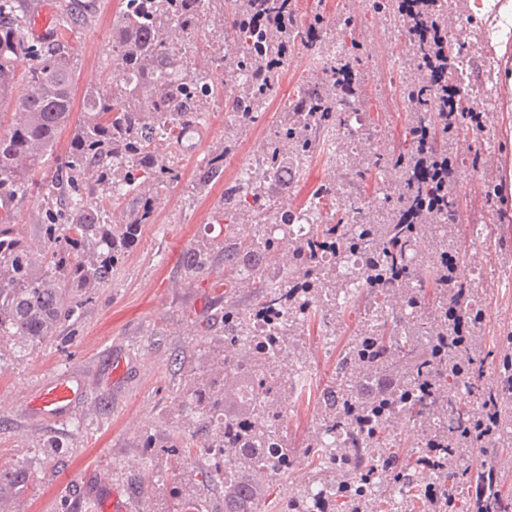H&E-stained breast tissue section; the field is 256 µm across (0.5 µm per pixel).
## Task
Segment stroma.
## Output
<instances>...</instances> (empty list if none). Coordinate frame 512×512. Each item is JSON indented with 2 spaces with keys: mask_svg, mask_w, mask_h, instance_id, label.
I'll use <instances>...</instances> for the list:
<instances>
[{
  "mask_svg": "<svg viewBox=\"0 0 512 512\" xmlns=\"http://www.w3.org/2000/svg\"><path fill=\"white\" fill-rule=\"evenodd\" d=\"M65 5L78 21L67 33L77 62V93L108 87L116 73L110 53L112 16L120 0H51ZM393 75L380 70L364 82V109L370 127L400 142L407 115L387 108L385 95ZM210 116L201 130L188 132L169 148L182 179L156 201L155 221L137 232L124 271L99 288L93 302L46 344L25 357L0 356V469H21L23 489L11 499L14 512H81L82 501L106 491L121 494L127 512H182L185 504L202 503L218 512L224 492L205 478L210 462L199 450L150 448L147 438L185 428L180 396L191 373H207L213 353L224 340V254L213 256V272L188 283L183 250L192 241L217 236L215 217L223 185L209 194L193 189L196 163L224 144V102L209 103ZM491 133L484 167L458 168L451 175L461 198V225L488 222L491 212L471 181L495 182L498 207L512 209L506 190L512 183V93L496 94L489 107ZM499 243L479 259L488 275L500 281L486 290L484 333L487 349L512 332L499 320L512 312V224L497 227ZM342 334L322 346L320 326L311 323L299 344L310 366L306 391L296 407L284 412L280 427L294 441L315 423V402L330 376L348 336L360 324V312L347 310ZM127 355L124 374L114 375L112 355ZM54 374L76 377L82 394L72 415L49 423L33 416L27 403L33 391Z\"/></svg>",
  "mask_w": 512,
  "mask_h": 512,
  "instance_id": "stroma-1",
  "label": "stroma"
}]
</instances>
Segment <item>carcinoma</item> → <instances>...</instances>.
Returning <instances> with one entry per match:
<instances>
[{"label": "carcinoma", "mask_w": 512, "mask_h": 512, "mask_svg": "<svg viewBox=\"0 0 512 512\" xmlns=\"http://www.w3.org/2000/svg\"><path fill=\"white\" fill-rule=\"evenodd\" d=\"M213 0H122L112 21V67L116 78L106 89L90 88L78 119L73 57L64 50L68 24L40 45L29 37L30 14L15 13L12 0H0V98L12 94L16 62L35 63L16 102L12 123L0 131V196L22 198L31 176L56 156L54 176L44 185L47 206L35 241L16 224H0V350L26 351L45 342L92 301L91 289L119 277L138 228L154 223L158 191L176 184L181 173L163 149L179 143L189 119L205 122L208 99L235 86L237 73L250 84L224 107L240 109L238 122L224 128V146L207 153L196 166L195 188L202 194L224 178L226 158L267 111L280 92L288 55L311 53L336 32L343 55L329 72L314 74L298 88L288 111L280 113L264 142L271 168L278 172L310 161L321 134L347 124V107L361 104L363 63L374 40L356 39L354 15L307 14L300 0H224L222 30L227 54L215 56L188 37L211 23ZM379 0L376 13L398 21L404 38L398 68L399 91L409 104V122L401 145L390 141L372 154L355 158L352 180L372 174L381 180L382 200L373 219L356 223L363 199L339 196L336 179L323 180L308 201L314 234L295 241L267 240L260 225L278 221L277 206L294 185L271 176L264 192L240 193L224 184L221 200L224 242H192L184 270L192 282L210 273L211 252L224 249V287L257 289L256 301L240 306L224 299V346L214 372L193 378L183 392L185 412L195 416L190 436L168 434L162 448H221L208 479L224 486V512H264L273 478L297 467L304 484L330 481L332 506L339 512H412L424 497L431 512H458L448 485H486L484 464L449 470L459 449L474 453L496 439L503 466L512 468V387L484 378L482 324L485 312L476 298L478 284L465 274L469 254L489 249L496 225L512 220L496 213L484 232L458 234L451 220L459 195L448 171L459 163L449 142L479 146L488 131L483 112L470 111L471 89L455 85L457 111L448 113V82L464 45L443 32L436 40L420 33L440 29L441 17L464 0ZM224 62V86L206 79V68ZM70 131L66 150L56 155L60 136ZM120 179L132 206L122 222L108 223L96 195ZM456 240L448 260V240ZM337 254L367 255L368 287L350 306L385 311L416 306L404 323L386 318L359 330L344 346L334 374L316 402V426L299 444L282 437L279 417L288 381L301 378L305 363L291 360L292 338L323 316L316 298L336 288L318 260L326 247ZM422 254V267L410 266ZM297 277L301 297L286 301L301 317L275 327L267 336H250L249 316L267 312L280 299L275 287ZM405 421L397 431L391 414ZM355 428L371 453L358 470L353 449L323 444L330 430ZM20 473L0 471V504L15 494ZM508 497L501 479L491 482L474 512H503Z\"/></svg>", "instance_id": "cac0c4a2"}]
</instances>
